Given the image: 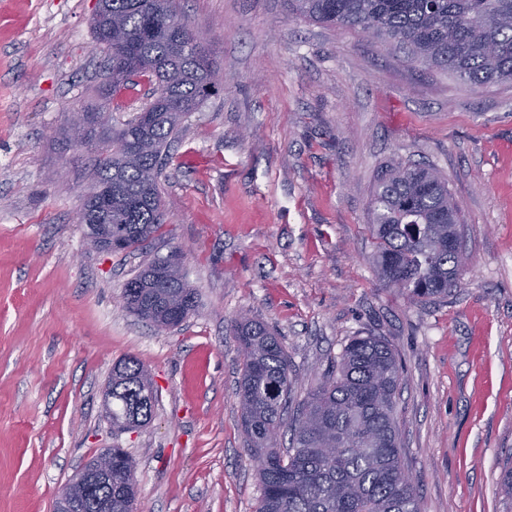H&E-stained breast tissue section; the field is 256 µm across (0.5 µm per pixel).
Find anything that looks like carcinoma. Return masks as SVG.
<instances>
[{"instance_id": "1", "label": "carcinoma", "mask_w": 512, "mask_h": 512, "mask_svg": "<svg viewBox=\"0 0 512 512\" xmlns=\"http://www.w3.org/2000/svg\"><path fill=\"white\" fill-rule=\"evenodd\" d=\"M298 17L355 30L408 50L411 60L445 71L474 86L512 81V0H287ZM96 42L112 65L105 101L117 102L137 75L153 88L152 100L110 132L112 157L99 161L95 189L112 186V211L90 213L91 224L112 225V235L136 249L163 224L158 177L162 150L216 85V68L178 16L177 0H103L92 22ZM369 225L375 262L386 285L413 303L445 299L458 287L463 267L448 252L460 217L440 172L412 162L381 173ZM153 261L129 280L126 310L169 328L166 313L146 306L164 291L184 303L183 317L197 306L183 276L159 279ZM234 336L242 356L236 394L247 446L264 457L258 477L257 512H422L416 487L402 475L396 396L402 367L390 344L356 336L345 346L336 371L290 418L288 353L260 321L242 316ZM112 370V426L124 430L151 419L155 394L145 390L148 369L136 359ZM289 446L281 449V431ZM338 448L332 457L324 449ZM135 463L112 449V486L94 496L112 501V512H131Z\"/></svg>"}]
</instances>
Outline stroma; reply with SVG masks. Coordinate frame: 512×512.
Segmentation results:
<instances>
[{
	"label": "stroma",
	"mask_w": 512,
	"mask_h": 512,
	"mask_svg": "<svg viewBox=\"0 0 512 512\" xmlns=\"http://www.w3.org/2000/svg\"><path fill=\"white\" fill-rule=\"evenodd\" d=\"M96 0H0V512H53L93 456L136 463V512H256L240 424L235 319L288 350L292 400L356 336L402 362L403 462L423 512H505L512 466V83L475 87L287 0H179L217 88L172 140L164 224L138 250L89 249L75 214L100 143L65 137L99 107ZM448 178L468 263L448 298L412 304L380 280L369 207L400 162ZM180 250L194 313L157 330L124 284ZM150 370L152 418L113 429L119 361Z\"/></svg>",
	"instance_id": "35a3bbf8"
}]
</instances>
